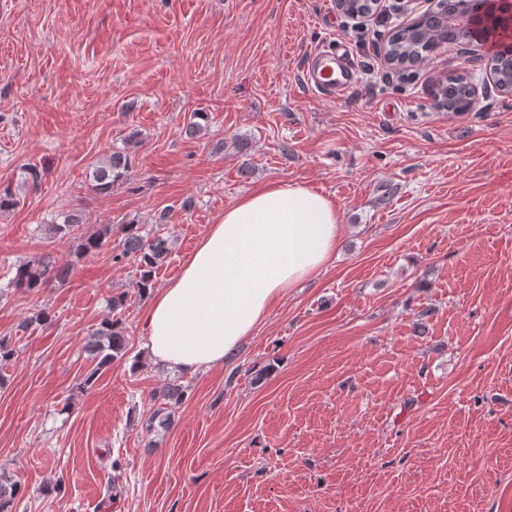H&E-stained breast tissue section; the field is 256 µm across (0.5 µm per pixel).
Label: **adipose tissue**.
I'll list each match as a JSON object with an SVG mask.
<instances>
[{"instance_id":"1","label":"adipose tissue","mask_w":512,"mask_h":512,"mask_svg":"<svg viewBox=\"0 0 512 512\" xmlns=\"http://www.w3.org/2000/svg\"><path fill=\"white\" fill-rule=\"evenodd\" d=\"M335 203L297 181L266 183L209 225L180 275L151 295L153 363L192 375L223 366L272 304L334 258Z\"/></svg>"}]
</instances>
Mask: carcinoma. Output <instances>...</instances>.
<instances>
[{
  "mask_svg": "<svg viewBox=\"0 0 512 512\" xmlns=\"http://www.w3.org/2000/svg\"><path fill=\"white\" fill-rule=\"evenodd\" d=\"M468 38L467 32L450 25H433L423 20L420 22L418 35H413L407 26L393 31L388 44L400 55L414 56L422 62L425 53L435 46ZM500 52L492 55V66L501 75V81L512 84V42L498 41ZM435 105L449 112H464L474 107L470 82L466 77L452 75L439 87L435 95ZM133 168V156L129 148L116 150L101 164L95 165L91 172L92 189L99 194H108L112 186L126 178ZM55 235L61 239L79 241L78 253L89 254L100 250L112 238V225L108 224L102 232L84 236L80 232L79 219L75 215H66L62 223L52 225ZM117 231L120 237L119 251L112 260L122 263L131 260L139 272L138 292L144 295L153 287L155 269L170 253V239L156 230L150 234L143 233L140 224H119ZM72 273V266L57 265L48 256L29 259L20 263L16 269L12 283L17 288H25L35 292L46 287L50 282L65 281ZM127 346L122 323L117 320L105 322L96 331L95 338L86 347L89 354L97 360V368L106 367L112 360L124 353ZM20 487L7 476H0V512H13L14 502L19 495Z\"/></svg>",
  "mask_w": 512,
  "mask_h": 512,
  "instance_id": "carcinoma-1",
  "label": "carcinoma"
}]
</instances>
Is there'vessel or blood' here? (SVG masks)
I'll return each instance as SVG.
<instances>
[{
	"label": "vessel or blood",
	"instance_id": "b4317fda",
	"mask_svg": "<svg viewBox=\"0 0 512 512\" xmlns=\"http://www.w3.org/2000/svg\"><path fill=\"white\" fill-rule=\"evenodd\" d=\"M359 69L343 42L310 51L302 67V81L323 98L344 97L358 83Z\"/></svg>",
	"mask_w": 512,
	"mask_h": 512
}]
</instances>
